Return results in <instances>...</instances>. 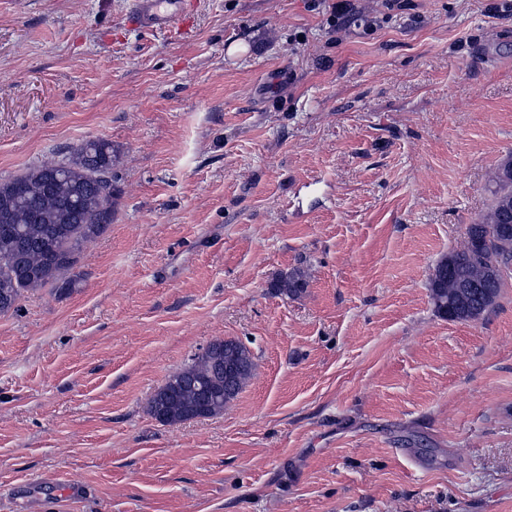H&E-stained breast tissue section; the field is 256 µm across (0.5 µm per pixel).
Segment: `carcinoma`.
I'll use <instances>...</instances> for the list:
<instances>
[{
    "label": "carcinoma",
    "mask_w": 512,
    "mask_h": 512,
    "mask_svg": "<svg viewBox=\"0 0 512 512\" xmlns=\"http://www.w3.org/2000/svg\"><path fill=\"white\" fill-rule=\"evenodd\" d=\"M112 143L86 140L62 161L45 162L0 183V314L15 309L28 291L54 286L75 269L82 246L101 236L112 223L113 193L95 180L112 171ZM506 164L497 168L490 186L491 203L479 225H469L463 244L443 256L429 277L437 314L448 316V304L466 295L465 307L454 308V321H476L496 302L504 274L512 263V230L497 227L512 220V177ZM305 272L296 268L274 281L279 294L297 295L306 288ZM489 288L488 296L475 295ZM254 362L240 342L229 340L224 351L205 347L177 376L180 384L164 402L158 420L178 423L203 415L196 409L207 395L220 398L217 414L234 400L251 376Z\"/></svg>",
    "instance_id": "obj_1"
}]
</instances>
